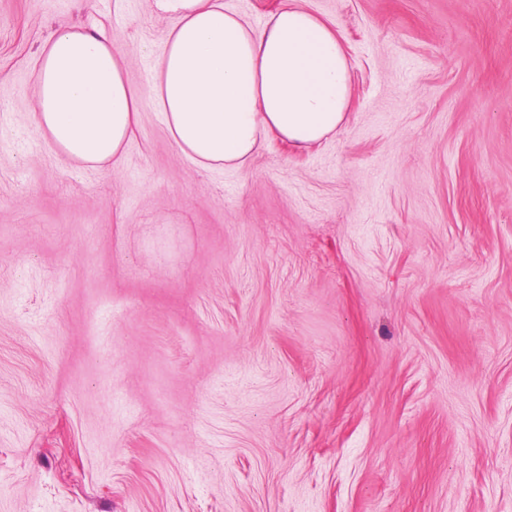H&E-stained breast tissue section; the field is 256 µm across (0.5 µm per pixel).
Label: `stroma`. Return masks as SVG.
I'll list each match as a JSON object with an SVG mask.
<instances>
[{
	"label": "stroma",
	"mask_w": 512,
	"mask_h": 512,
	"mask_svg": "<svg viewBox=\"0 0 512 512\" xmlns=\"http://www.w3.org/2000/svg\"><path fill=\"white\" fill-rule=\"evenodd\" d=\"M347 124L206 171L148 98L151 0H0V512H512V0H304ZM105 25L120 168L36 126ZM104 28H60L34 60V119L74 169L119 168L140 121L141 96Z\"/></svg>",
	"instance_id": "obj_1"
}]
</instances>
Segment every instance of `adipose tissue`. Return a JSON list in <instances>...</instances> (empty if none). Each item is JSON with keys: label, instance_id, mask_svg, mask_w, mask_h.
<instances>
[{"label": "adipose tissue", "instance_id": "ef3b65f1", "mask_svg": "<svg viewBox=\"0 0 512 512\" xmlns=\"http://www.w3.org/2000/svg\"><path fill=\"white\" fill-rule=\"evenodd\" d=\"M171 18L151 98L172 144L205 170L247 166L279 141L311 150L344 125L352 101L336 31L305 8L270 12L262 27L224 0H153ZM105 29L60 28L34 60V119L73 168H119L139 127L141 96Z\"/></svg>", "mask_w": 512, "mask_h": 512}]
</instances>
